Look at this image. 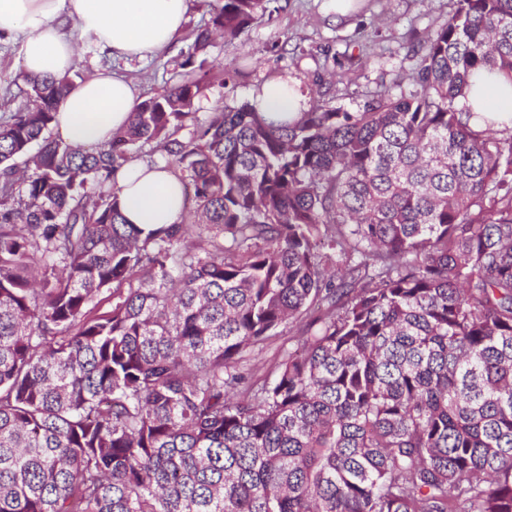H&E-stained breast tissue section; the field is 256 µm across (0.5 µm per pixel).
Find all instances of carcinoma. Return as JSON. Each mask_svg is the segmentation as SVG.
Masks as SVG:
<instances>
[{
    "instance_id": "cac0c4a2",
    "label": "carcinoma",
    "mask_w": 512,
    "mask_h": 512,
    "mask_svg": "<svg viewBox=\"0 0 512 512\" xmlns=\"http://www.w3.org/2000/svg\"><path fill=\"white\" fill-rule=\"evenodd\" d=\"M273 3L221 0L184 65ZM413 55L356 112L202 120L206 76L176 80L104 147L47 135L69 80L28 81L0 115V512H512V129L458 107L512 76V0H456ZM145 145L189 222H124ZM286 322L301 351L242 371Z\"/></svg>"
}]
</instances>
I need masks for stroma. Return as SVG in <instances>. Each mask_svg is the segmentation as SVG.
<instances>
[{
    "label": "stroma",
    "mask_w": 512,
    "mask_h": 512,
    "mask_svg": "<svg viewBox=\"0 0 512 512\" xmlns=\"http://www.w3.org/2000/svg\"><path fill=\"white\" fill-rule=\"evenodd\" d=\"M215 0H192L181 35L167 48L140 61L120 59L79 46L74 78L105 68L132 80L141 98L162 94L173 75L182 73L197 29L209 20ZM274 16L256 15L236 49L214 41L206 50L212 80L195 104L199 117L251 100L271 78L294 80L308 102L333 101L356 111L366 94L390 85L395 74L410 71L418 39L445 23L456 0H355L352 11L338 16L334 0H277ZM18 46L0 44V113L14 110L12 96L25 90L20 81ZM235 72L225 83V71ZM345 73L348 82L336 81Z\"/></svg>",
    "instance_id": "stroma-1"
}]
</instances>
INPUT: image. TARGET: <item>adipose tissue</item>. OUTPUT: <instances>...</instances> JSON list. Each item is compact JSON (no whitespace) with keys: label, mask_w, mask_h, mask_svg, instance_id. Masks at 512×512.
Returning a JSON list of instances; mask_svg holds the SVG:
<instances>
[{"label":"adipose tissue","mask_w":512,"mask_h":512,"mask_svg":"<svg viewBox=\"0 0 512 512\" xmlns=\"http://www.w3.org/2000/svg\"><path fill=\"white\" fill-rule=\"evenodd\" d=\"M190 0H0V43L20 45L26 78L71 77L77 43L129 60L167 47L182 32ZM141 104L134 84L102 70L74 80L56 107L57 129L75 145H103L125 128ZM261 112L297 113L306 98L287 77L261 86ZM498 127L512 128V82L477 74L461 101ZM122 214L130 224H176L183 209L182 185L162 163L136 160L115 175Z\"/></svg>","instance_id":"1"}]
</instances>
